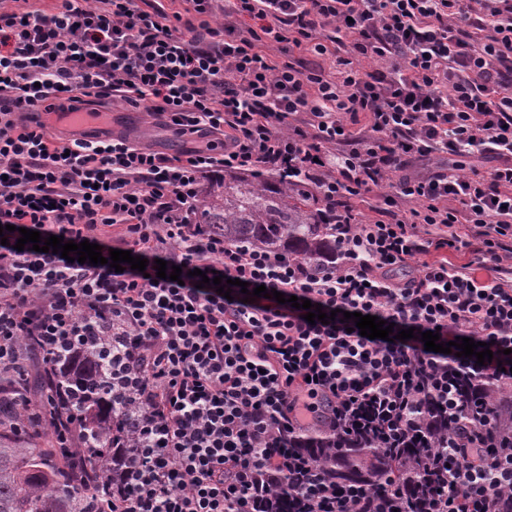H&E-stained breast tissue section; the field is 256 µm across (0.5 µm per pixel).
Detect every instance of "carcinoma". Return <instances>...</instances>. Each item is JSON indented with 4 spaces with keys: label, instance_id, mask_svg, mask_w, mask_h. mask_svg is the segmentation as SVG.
<instances>
[{
    "label": "carcinoma",
    "instance_id": "carcinoma-1",
    "mask_svg": "<svg viewBox=\"0 0 512 512\" xmlns=\"http://www.w3.org/2000/svg\"><path fill=\"white\" fill-rule=\"evenodd\" d=\"M195 214L196 223L228 242L316 260L336 257V244L320 220L318 201L298 183L234 170L212 174L199 185ZM25 355L14 352L0 368L9 379L7 384L0 382V512H88L93 504L87 486L115 466V456L106 449L112 425L97 409L98 398L112 388V377L101 372L104 353L90 345L73 373L53 378L29 375ZM26 387L68 392L72 407L86 417L90 441L102 452L69 469L60 464L56 436H51L49 447L37 448L41 431L32 428L26 436L16 435L17 429L33 424V419L17 413L16 392ZM479 403L495 407L503 431H512V391L491 386ZM319 455L328 478L338 487L379 484L397 459L390 451L368 447L359 434L337 448H321Z\"/></svg>",
    "mask_w": 512,
    "mask_h": 512
}]
</instances>
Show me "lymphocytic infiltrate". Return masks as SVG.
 Listing matches in <instances>:
<instances>
[{"instance_id":"lymphocytic-infiltrate-1","label":"lymphocytic infiltrate","mask_w":512,"mask_h":512,"mask_svg":"<svg viewBox=\"0 0 512 512\" xmlns=\"http://www.w3.org/2000/svg\"><path fill=\"white\" fill-rule=\"evenodd\" d=\"M183 2L194 19L159 0H0V359L27 343L30 369L56 374L62 349L106 350L138 413L121 439L134 464L88 491L99 512H265L283 495L296 512H408V479L427 469L439 480L419 512H503L512 443L492 411L463 405L455 378L512 390V0ZM332 44L334 80L319 61ZM115 96L209 140L167 156L121 137L47 136L41 112ZM476 155L493 166L442 163ZM416 160L429 169L410 171ZM227 169L302 182L335 259L193 223L202 177ZM23 227L148 265L20 251ZM467 248L475 265L443 256ZM159 259L183 266L179 281L157 277ZM196 269L398 332L486 342L493 358L372 340L351 319L311 324L272 298L244 302L239 286L227 298L198 286ZM363 426L373 447L424 453L385 487H336L310 453Z\"/></svg>"}]
</instances>
